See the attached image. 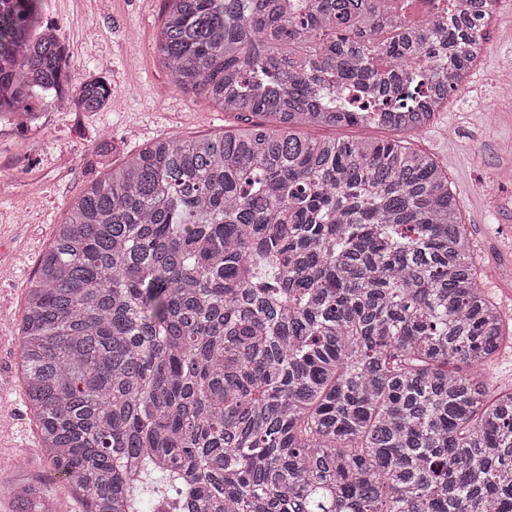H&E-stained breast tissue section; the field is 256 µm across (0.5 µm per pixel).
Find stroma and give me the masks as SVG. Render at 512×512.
<instances>
[{
    "label": "stroma",
    "mask_w": 512,
    "mask_h": 512,
    "mask_svg": "<svg viewBox=\"0 0 512 512\" xmlns=\"http://www.w3.org/2000/svg\"><path fill=\"white\" fill-rule=\"evenodd\" d=\"M164 0H42V23L52 27L80 74L103 72L112 108L79 112L68 102L41 105L25 127L0 123V374L13 389L0 407V480L40 479L56 512H82L81 498L43 461L33 413L19 390L21 341L15 325L25 288L55 224L92 172L88 152L107 135L137 151L167 135L198 137L241 127L233 114L203 97L181 93L158 62L155 37ZM491 51L468 89L451 95L434 123L412 139L447 170L469 226L481 288L512 323V99L497 81L512 65V0H496L485 30Z\"/></svg>",
    "instance_id": "obj_1"
}]
</instances>
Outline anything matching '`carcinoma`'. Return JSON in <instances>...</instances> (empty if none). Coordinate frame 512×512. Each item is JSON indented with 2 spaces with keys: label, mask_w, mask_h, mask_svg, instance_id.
Listing matches in <instances>:
<instances>
[{
  "label": "carcinoma",
  "mask_w": 512,
  "mask_h": 512,
  "mask_svg": "<svg viewBox=\"0 0 512 512\" xmlns=\"http://www.w3.org/2000/svg\"><path fill=\"white\" fill-rule=\"evenodd\" d=\"M409 22L388 0H165L176 86L248 125L104 136L18 323L48 467L85 512H512V328L479 287L448 172L409 146L471 78L496 0ZM41 0H0V121L74 79ZM260 115L263 120L251 122ZM307 126L400 137L314 139ZM13 512L41 485L0 483ZM488 376L496 389H512V341L502 347L496 361L489 367Z\"/></svg>",
  "instance_id": "obj_1"
}]
</instances>
